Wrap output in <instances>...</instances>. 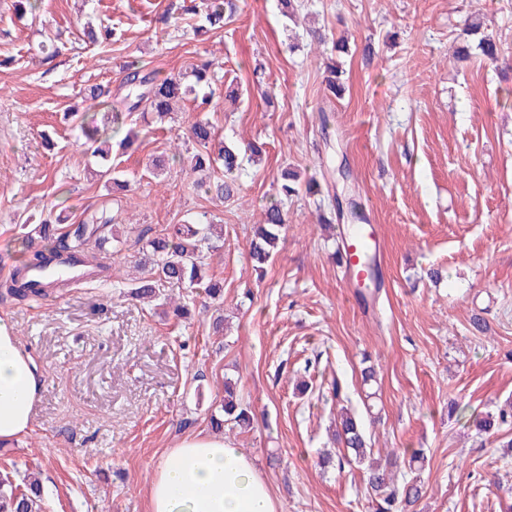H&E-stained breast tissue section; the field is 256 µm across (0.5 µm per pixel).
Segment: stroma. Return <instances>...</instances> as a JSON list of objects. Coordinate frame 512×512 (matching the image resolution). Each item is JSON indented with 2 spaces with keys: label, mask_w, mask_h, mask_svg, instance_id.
Wrapping results in <instances>:
<instances>
[{
  "label": "stroma",
  "mask_w": 512,
  "mask_h": 512,
  "mask_svg": "<svg viewBox=\"0 0 512 512\" xmlns=\"http://www.w3.org/2000/svg\"><path fill=\"white\" fill-rule=\"evenodd\" d=\"M208 2L44 0L21 19L14 0H0V255L19 265L30 215L104 209L123 240L109 280L0 300L42 374L33 429L0 447V471L37 473L44 512H149L154 468L184 436L209 431L229 378L255 422L225 423L224 439L254 457L279 512H373L358 464L319 463L344 406L373 450L423 452L420 472L396 469L421 480L417 512H512V425L488 436L473 424L512 402V0H301L294 22L278 0H238L223 28L195 34ZM175 3L176 21L161 23ZM476 17L504 48L497 62L454 58ZM96 18L117 41L83 43L80 27ZM45 29L61 35L56 55L38 50ZM342 37L344 54L332 49ZM201 57L219 64L209 108L187 101L160 122L134 114L136 150L112 158L130 189L108 191L66 109H83V89L101 84L126 110L127 62L164 77ZM332 59L344 70L336 97L324 84ZM230 81L243 91L234 103ZM199 118L239 155L230 200L195 188L188 166L152 173ZM286 169L321 190L281 200L288 223L260 272L252 227ZM337 194L381 227L382 282L368 303L334 257L352 217L321 221ZM196 214L224 227L207 272L224 295L159 282L163 297L188 304L177 321L125 291L148 240ZM476 315L486 331L473 328ZM367 365L377 372L369 410Z\"/></svg>",
  "instance_id": "1"
}]
</instances>
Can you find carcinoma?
<instances>
[{
    "label": "carcinoma",
    "mask_w": 512,
    "mask_h": 512,
    "mask_svg": "<svg viewBox=\"0 0 512 512\" xmlns=\"http://www.w3.org/2000/svg\"><path fill=\"white\" fill-rule=\"evenodd\" d=\"M236 9L234 0H212L207 11L195 25L198 32H207L212 28L224 26V15H233ZM116 35L110 25L97 28L86 27L83 36L90 44L110 43ZM477 48L482 55L494 61L499 58L502 48L499 42L483 35L478 39ZM125 84L130 87L131 102L127 112H151L159 118L166 117L173 110V105L180 101L192 100L197 108L204 110L212 102L215 83L214 63L201 60L192 64L190 73L178 76L158 78L152 72H145L136 61L125 67ZM342 71L335 65L327 66L326 85L334 94H341ZM110 90L102 85H90L84 89V99L91 102V108L103 110L112 106L108 101ZM72 124L79 128L87 139L88 149L95 156L109 159V149L102 147L97 138V130L86 122V114L71 112L68 114ZM187 140L195 145L196 152L188 157L173 153L167 159L158 158L153 162V170L159 172L169 162H190L191 169L202 172L205 178L196 182V187L216 198L229 199L234 196L235 172L239 168L238 154L224 145V138L207 120L192 123L187 132ZM96 175L119 189L127 187L123 172L112 166L96 171ZM60 218L47 217L34 225L25 239L29 255L12 276L0 282V297L18 301L38 299L48 294L44 288H32L25 280L26 272L40 267L55 257L67 253L71 260L95 272V277H104L96 261V252L106 241L105 231L112 218L101 214L93 216L79 224L70 225L64 232H58L55 224ZM288 223L287 213L282 202L271 203L265 213V223L255 225L254 238L251 240L249 257L254 267L261 270L272 258L280 232ZM216 225L205 222L201 217L190 218L182 224H175L172 230L157 236L148 242L151 248L153 275L158 279L185 283L190 288H202L211 298L221 295L223 286L218 282L204 281V270L214 252L217 251L219 237L215 235ZM128 295L140 300L152 301L158 297L152 281L145 280ZM222 414L210 417L211 428L220 431L224 422L230 420L241 429H248L253 424L251 410L241 406L234 399L233 385L224 381V406ZM512 418V413L502 409L498 414H488L477 421L481 433H494L500 426ZM336 442L339 449L336 457L322 459L325 466L336 463L343 467V460L353 457L359 464H367L365 481L367 492L377 501V512H412L421 498V485L415 481L400 483L393 470L394 461L403 458L411 470L420 469L424 456L418 450H406L398 453L392 450L385 456V463L371 460L372 448L357 417L350 413L341 415L336 430ZM42 495L40 482L31 480L24 486L10 482H0V512H41Z\"/></svg>",
    "instance_id": "1"
}]
</instances>
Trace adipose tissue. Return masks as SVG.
Instances as JSON below:
<instances>
[{"mask_svg":"<svg viewBox=\"0 0 512 512\" xmlns=\"http://www.w3.org/2000/svg\"><path fill=\"white\" fill-rule=\"evenodd\" d=\"M40 388L12 324L0 318V444L31 432ZM148 498L150 512H278L252 456L213 433L185 436L157 465Z\"/></svg>","mask_w":512,"mask_h":512,"instance_id":"ef3b65f1","label":"adipose tissue"}]
</instances>
